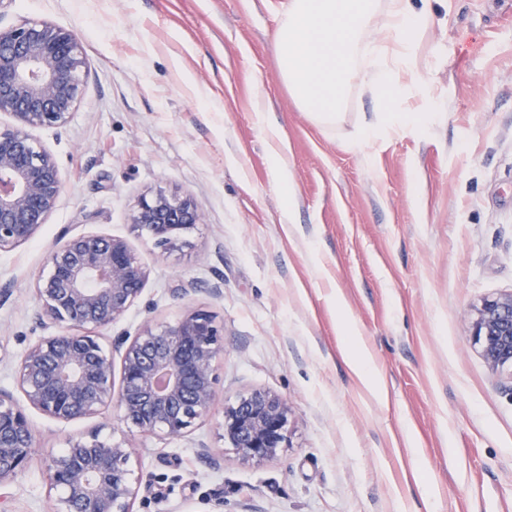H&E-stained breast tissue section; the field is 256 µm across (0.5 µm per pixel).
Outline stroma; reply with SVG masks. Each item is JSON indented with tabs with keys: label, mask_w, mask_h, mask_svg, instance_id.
Segmentation results:
<instances>
[{
	"label": "stroma",
	"mask_w": 512,
	"mask_h": 512,
	"mask_svg": "<svg viewBox=\"0 0 512 512\" xmlns=\"http://www.w3.org/2000/svg\"><path fill=\"white\" fill-rule=\"evenodd\" d=\"M287 0H12L23 20L71 30L87 57L73 119L33 136L65 178L36 237L0 253V389L46 335L34 284L61 230L126 238L151 271L109 336L205 310L224 326L209 415L163 441L112 410L68 423L32 410L35 453L0 512H50L44 461L93 431L127 440L133 512H512V373L470 336L482 298L512 292V0H435L415 43L403 108L428 114L367 145L376 107L356 74L322 126L284 79L275 32ZM282 150L294 222L273 180ZM191 196L203 222L161 255L129 214L148 192ZM351 317L386 386L346 365ZM261 388L291 409V445L243 461L224 408ZM413 444H406L405 433ZM437 487L438 498L423 496Z\"/></svg>",
	"instance_id": "stroma-1"
}]
</instances>
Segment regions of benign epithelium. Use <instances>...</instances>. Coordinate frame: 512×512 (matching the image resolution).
<instances>
[{"label":"benign epithelium","mask_w":512,"mask_h":512,"mask_svg":"<svg viewBox=\"0 0 512 512\" xmlns=\"http://www.w3.org/2000/svg\"><path fill=\"white\" fill-rule=\"evenodd\" d=\"M86 73L83 46L67 29L29 21L0 31V112L12 118L0 126V252L32 240L57 206L64 188L60 168L31 130L69 123ZM201 223L191 197L162 189L141 197L130 213L133 231L164 253ZM46 267L35 284L37 316L55 331L30 342L14 362L24 402L0 391V487L32 459L29 408L71 422L111 407L139 434L172 441L209 414L217 392L224 328L207 311L147 324L108 345L101 341L98 332L141 301L150 277L126 239L70 235L50 252ZM471 336L490 371L512 368V292L475 307ZM115 352L121 355L118 385ZM290 415L281 396L255 389L224 408L223 437L243 460L263 462L289 446ZM131 456L130 443L97 432L49 455V486L59 491L53 512H132Z\"/></svg>","instance_id":"benign-epithelium-1"}]
</instances>
